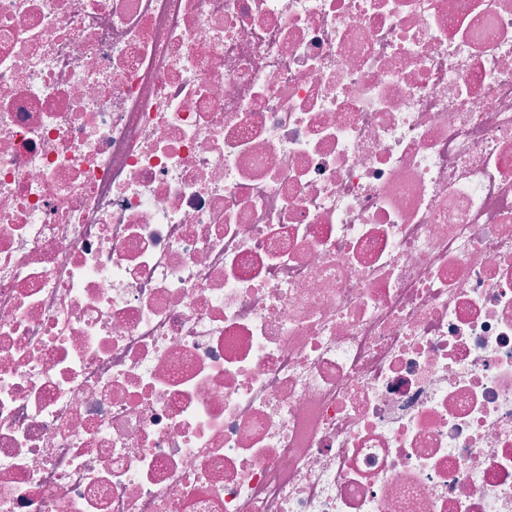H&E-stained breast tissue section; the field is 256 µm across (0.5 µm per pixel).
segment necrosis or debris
I'll return each mask as SVG.
<instances>
[{
	"instance_id": "obj_1",
	"label": "necrosis or debris",
	"mask_w": 512,
	"mask_h": 512,
	"mask_svg": "<svg viewBox=\"0 0 512 512\" xmlns=\"http://www.w3.org/2000/svg\"><path fill=\"white\" fill-rule=\"evenodd\" d=\"M0 512H512V0H0Z\"/></svg>"
}]
</instances>
